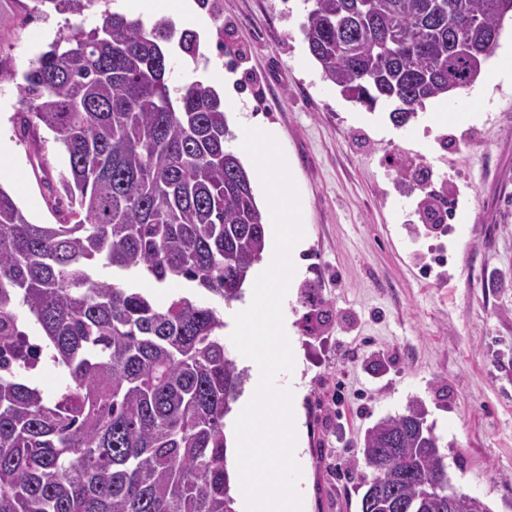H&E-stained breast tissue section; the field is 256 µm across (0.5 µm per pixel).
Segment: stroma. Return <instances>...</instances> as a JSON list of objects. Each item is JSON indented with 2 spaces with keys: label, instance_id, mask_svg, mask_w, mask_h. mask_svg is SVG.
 Listing matches in <instances>:
<instances>
[{
  "label": "stroma",
  "instance_id": "stroma-1",
  "mask_svg": "<svg viewBox=\"0 0 512 512\" xmlns=\"http://www.w3.org/2000/svg\"><path fill=\"white\" fill-rule=\"evenodd\" d=\"M238 108L232 132L274 131L304 206L307 249L285 300L298 362L307 512H359L355 461L367 428L423 401L453 484L491 512H512V84L471 90L467 118L431 128L344 98L324 80L302 25L306 0H221ZM65 17H33L10 40L18 72L47 50ZM25 104L0 83V187L28 219L52 224L44 179L66 167L40 129L46 174L15 129ZM451 192L452 223L432 227L411 173ZM447 249L449 261L432 254ZM317 302L305 304V290Z\"/></svg>",
  "mask_w": 512,
  "mask_h": 512
}]
</instances>
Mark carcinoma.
Returning a JSON list of instances; mask_svg holds the SVG:
<instances>
[{"mask_svg":"<svg viewBox=\"0 0 512 512\" xmlns=\"http://www.w3.org/2000/svg\"><path fill=\"white\" fill-rule=\"evenodd\" d=\"M83 17L88 0H0V36L32 13ZM512 0H313L302 25L326 80L405 125L426 100L469 90ZM198 34L112 10L67 24L31 60L18 131L43 126L67 156L56 224H34L0 186V512H236L225 418L243 373L218 311L164 300L97 267L190 284L229 304L265 249L251 175L211 85L170 82ZM17 70L0 43V82ZM64 369L47 396L23 374ZM423 402L380 419L355 462L360 512H491L448 502L445 455Z\"/></svg>","mask_w":512,"mask_h":512,"instance_id":"1","label":"carcinoma"}]
</instances>
